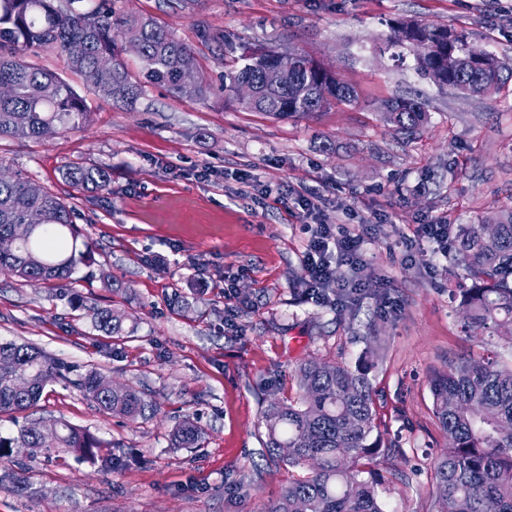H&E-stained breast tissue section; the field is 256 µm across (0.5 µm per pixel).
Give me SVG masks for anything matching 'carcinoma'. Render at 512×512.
I'll return each mask as SVG.
<instances>
[{
	"label": "carcinoma",
	"mask_w": 512,
	"mask_h": 512,
	"mask_svg": "<svg viewBox=\"0 0 512 512\" xmlns=\"http://www.w3.org/2000/svg\"><path fill=\"white\" fill-rule=\"evenodd\" d=\"M139 43L137 71H132L121 40ZM407 47L414 69L440 89L471 97L499 91L508 80L505 66L489 52L470 45L467 37L442 26L399 21L386 49ZM51 53L72 73L84 78L102 96L129 105L149 84H163L181 97L206 99L213 88L199 71L193 48L154 17L118 15L103 9H64L58 0H0V138L44 139L60 130L81 128L91 121L85 100L55 71L27 61ZM112 56V70H97L98 59ZM280 64L291 74L288 86L271 88L265 70ZM194 72L183 84L179 74ZM255 87L251 100L237 94L238 84ZM224 95L242 108L275 119L309 117L334 104L357 102L356 89L337 74L319 67L309 55L286 58L268 47H244L224 73ZM394 111L381 113L395 133L416 137L429 114L414 98L392 100ZM63 179L90 192L111 190L107 168L69 167ZM30 180L19 173L0 177V273L24 282L42 281L63 290L81 265L90 263L93 246L78 242L74 210L59 195L43 188L29 191ZM36 217L41 227L25 228ZM496 225L492 237L483 225ZM454 249L464 278L460 289L466 310L464 329L485 332L512 350V209L480 218L477 224L454 228ZM93 330L123 336L128 315L110 305L87 309ZM62 378L61 366L29 344L0 341V416L37 407L45 388ZM101 376L88 372L77 385L106 412L136 419L151 405L143 393L123 386L109 395ZM294 399L271 400L261 406L266 440L263 447L275 463L305 470L293 480L269 512H385L370 477L382 455L399 448L383 440L367 371L343 362L304 360L297 370ZM434 416L448 446L434 462L437 512H512V364L493 357L448 361L430 378ZM37 421L22 425L17 435L0 434V459L14 448L50 459L96 457L102 442L64 420L40 434ZM175 446L192 448L200 438L194 419L186 417L173 433ZM369 477H364V474Z\"/></svg>",
	"instance_id": "obj_1"
}]
</instances>
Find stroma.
Returning a JSON list of instances; mask_svg holds the SVG:
<instances>
[{"instance_id":"obj_1","label":"stroma","mask_w":512,"mask_h":512,"mask_svg":"<svg viewBox=\"0 0 512 512\" xmlns=\"http://www.w3.org/2000/svg\"><path fill=\"white\" fill-rule=\"evenodd\" d=\"M153 16L193 46L214 93L182 98L147 86L131 108L65 73L93 119L46 140L0 138V164L64 196L94 246L76 272L77 309L39 282L0 275V340L31 343L69 365L32 417L65 419L107 442L95 460L0 462V512H268L293 476L262 445V403L295 396L306 359L368 366L377 411L397 454L376 463L390 512H435L428 491L448 443L433 413L432 373L495 348L462 329L446 257L416 235L430 217L470 224L512 208V80L466 98L438 90L379 47L397 19L465 33L512 67V15L500 0H107ZM300 49L354 86L358 100L313 117L274 119L224 96L232 48ZM421 95L430 122L416 139L379 120L384 103ZM97 164L110 191L66 184ZM258 184L246 192L244 175ZM296 189L319 198L316 220L368 233L353 301L307 298L309 235ZM118 281L106 288L104 275ZM204 296H196V289ZM124 310L134 332L92 330L85 307ZM144 391L153 405L128 421L77 387L88 371ZM194 417L196 448L175 426ZM26 476L32 494L17 492Z\"/></svg>"}]
</instances>
